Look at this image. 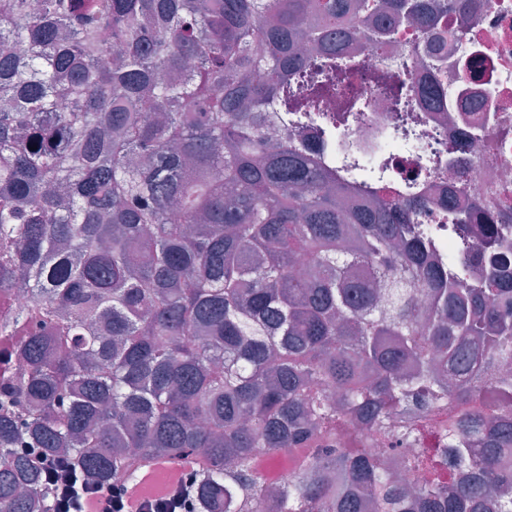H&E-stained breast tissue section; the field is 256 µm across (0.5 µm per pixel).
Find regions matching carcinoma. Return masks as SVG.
<instances>
[{
  "mask_svg": "<svg viewBox=\"0 0 512 512\" xmlns=\"http://www.w3.org/2000/svg\"><path fill=\"white\" fill-rule=\"evenodd\" d=\"M469 0H0V512L189 461L190 512H512V237L448 252L266 111ZM262 46L264 53L255 52ZM402 81L397 109L412 108ZM292 463L271 492L266 461Z\"/></svg>",
  "mask_w": 512,
  "mask_h": 512,
  "instance_id": "cac0c4a2",
  "label": "carcinoma"
}]
</instances>
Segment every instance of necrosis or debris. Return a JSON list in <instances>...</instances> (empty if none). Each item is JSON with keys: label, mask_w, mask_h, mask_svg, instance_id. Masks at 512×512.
Instances as JSON below:
<instances>
[{"label": "necrosis or debris", "mask_w": 512, "mask_h": 512, "mask_svg": "<svg viewBox=\"0 0 512 512\" xmlns=\"http://www.w3.org/2000/svg\"><path fill=\"white\" fill-rule=\"evenodd\" d=\"M476 20L464 26L455 14L442 17V49L430 54L422 28L406 20L392 37L374 43L356 39L351 49L364 69L348 81L361 89L364 107L336 134H329L319 114L300 112L267 116L265 134L277 139L285 126L300 127L322 161L381 157L388 174L362 181L364 190L388 187L396 196H419L426 205L415 220L434 227L432 246L448 247L449 205L480 201L482 218L474 223L476 245L485 226L512 214V0H470ZM381 71L409 78L410 99L420 118L401 133V113L391 96L367 85L364 75ZM479 141L470 151L468 136Z\"/></svg>", "instance_id": "obj_1"}]
</instances>
